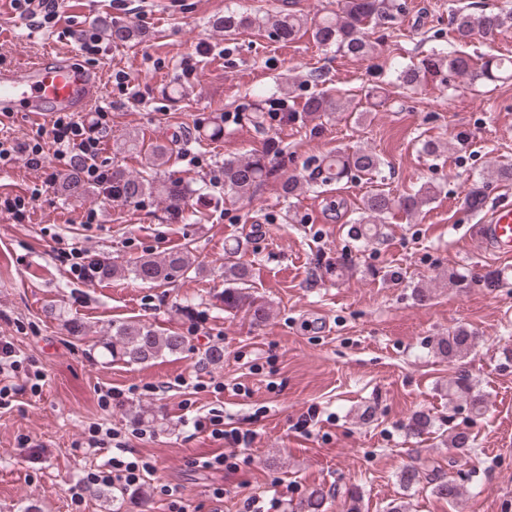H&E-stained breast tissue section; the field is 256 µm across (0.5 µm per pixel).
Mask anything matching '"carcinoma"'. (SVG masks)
Instances as JSON below:
<instances>
[{"mask_svg": "<svg viewBox=\"0 0 512 512\" xmlns=\"http://www.w3.org/2000/svg\"><path fill=\"white\" fill-rule=\"evenodd\" d=\"M404 9L399 0H342L340 10L320 18L309 19L285 7L271 11H231L224 13L220 23L224 33L235 34L245 29H265L276 41H293L301 31L311 32L313 40L321 47L343 55L372 60L376 55L375 44L369 40L367 31L385 25H394ZM97 27L115 45H123L138 39L142 30L108 17L96 22ZM453 41L448 52H432L416 62H410L396 71V84L406 90H415L427 81L448 85V77L466 79L472 85H481L499 79L512 77V57L498 55L476 57L465 50L473 35L478 34L487 41L495 39L505 27H512V3L505 2L493 12L472 13L464 8L454 10L452 16ZM347 109L342 97L328 91L312 93L305 98L301 110L294 108L283 113V120L309 128V134L319 132V126L308 127V123L327 113L343 112ZM148 171L134 176L120 167L108 171L104 181L90 183L84 177L85 161L79 156L71 158L67 170L59 181V191L67 197H83L90 193L102 194L112 202L136 206L147 196L163 199L168 218L177 220L190 207L193 191L183 182L166 171L170 162V149L157 144L147 154ZM383 165L382 158L374 151L355 149L338 151L334 155L314 161L308 175L277 173L275 159L270 152H250L224 159V194L239 200H252L270 180H278L281 196L290 198L300 195L311 181L326 184L361 176H375ZM437 194L432 184L421 186L415 193L394 196L378 190L365 198L363 211L358 222L351 226L353 240L367 243L383 236V224L387 216L399 211L407 215L430 202ZM486 202L482 185L471 184L465 191V204L472 212L481 210ZM197 272L189 251L175 250L161 257L143 255L129 265L117 264L109 258H102L87 266L85 277L89 280L105 281L132 276L147 284H172ZM252 278L251 264L242 259L238 246L230 248L224 257V291L219 301L229 313H241L250 323L259 327L272 314L271 304L255 295L249 287ZM478 336L472 329L463 326L448 331V335L437 341L439 355L449 359H461L468 355L476 344ZM97 343L111 357L127 364L142 365L163 356L182 353L190 343L188 337L175 331H161L151 324L139 321L114 323L99 337ZM448 397L461 401L474 414H481L486 407L482 395L475 392V385L469 375L460 373L448 381ZM407 433L421 436L431 433L432 417L415 412L404 424ZM422 468L416 464L405 466L399 475L403 487L411 488L420 483ZM432 493L452 504H460L463 490L454 481L444 476L429 478ZM106 499L116 503L113 512H121L125 502L138 507L148 504L147 492L140 487L130 493L121 492L117 497L112 491L103 493ZM331 494L322 487L313 488L300 504V512H327Z\"/></svg>", "mask_w": 512, "mask_h": 512, "instance_id": "carcinoma-1", "label": "carcinoma"}]
</instances>
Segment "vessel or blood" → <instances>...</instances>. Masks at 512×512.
<instances>
[{
  "instance_id": "obj_1",
  "label": "vessel or blood",
  "mask_w": 512,
  "mask_h": 512,
  "mask_svg": "<svg viewBox=\"0 0 512 512\" xmlns=\"http://www.w3.org/2000/svg\"><path fill=\"white\" fill-rule=\"evenodd\" d=\"M99 71L73 63L70 58L45 57L15 68H0V121L17 112L48 115L83 113L101 97ZM474 236L487 252L512 256V200L495 203Z\"/></svg>"
}]
</instances>
